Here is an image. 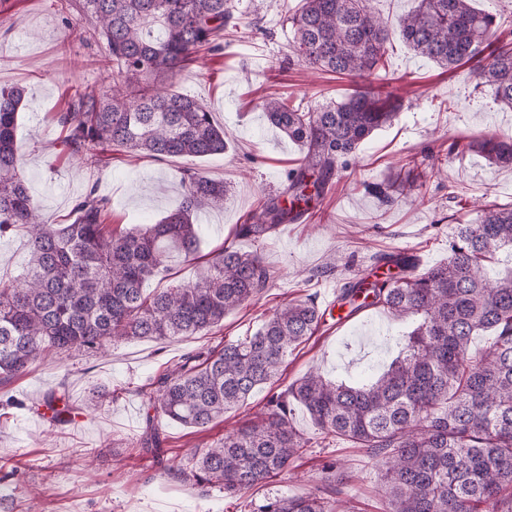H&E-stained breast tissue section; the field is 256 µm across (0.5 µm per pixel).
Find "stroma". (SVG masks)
<instances>
[{
  "label": "stroma",
  "mask_w": 512,
  "mask_h": 512,
  "mask_svg": "<svg viewBox=\"0 0 512 512\" xmlns=\"http://www.w3.org/2000/svg\"><path fill=\"white\" fill-rule=\"evenodd\" d=\"M300 0H233L236 26L227 27L223 49L183 70L175 90L203 101L228 132L224 153L205 158H132L109 153L102 167L87 168L69 156L56 115L75 90L100 89L108 80L96 61L101 45L86 41L78 15L62 16L57 0H0V87L28 89L30 104L19 118L21 175L50 224H68L90 187L112 203V221L129 228L152 224L180 200V177L191 169L223 180L224 207L199 217L203 250L231 245L257 251L271 273L267 287L229 313L216 334L170 341L132 340L106 356L60 355L0 385V466L12 477L0 491V512L21 502L24 512H249L248 502L314 489L324 461L343 462L351 475L343 487L354 512H385L382 471L355 445L324 436L301 405L292 424L311 448L295 472L247 497L184 481L191 449L207 448L252 418L265 401L259 391L245 405L200 431L161 420L162 446L172 469L163 472L137 441L149 412L139 389L187 351L252 335L281 303L314 294L325 302L348 282L366 275L377 256L407 253L420 268L448 255L454 228L472 223L489 202L512 204V167L489 165L457 148V141L485 134L512 136V109L476 87L469 67L448 71L415 55L400 37L386 48L388 76L382 94L404 107L390 127L357 150L312 218L282 225L254 242L235 227L256 208L261 194L282 186V175L300 156L298 146L262 117L261 101L282 95L311 108L347 96L348 79L300 66L289 45L286 17ZM427 159V195L417 203L383 198L375 184L392 183L408 157ZM387 313L370 310L345 326L325 321L320 331L289 356L281 385L311 370L348 382L365 367L381 369L396 354L385 338L398 330ZM68 397L73 422L52 423L48 393Z\"/></svg>",
  "instance_id": "obj_1"
}]
</instances>
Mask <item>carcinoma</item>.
<instances>
[{"label": "carcinoma", "instance_id": "carcinoma-1", "mask_svg": "<svg viewBox=\"0 0 512 512\" xmlns=\"http://www.w3.org/2000/svg\"><path fill=\"white\" fill-rule=\"evenodd\" d=\"M77 8L91 38L105 45L97 60L109 90L77 94L56 117L69 155L96 167L112 148L133 156L203 158L224 153V128L208 106L174 90V76L224 45L232 0H59ZM297 61L352 79L345 100L314 109L282 96L261 103L267 121L295 141L301 155L281 191L261 197L236 236L262 241L297 210L312 211L336 174L376 131L391 125L399 105L372 89L386 45L398 33L415 54L454 70L470 64L476 87L512 107V41L493 42L494 15L472 0H417L390 23L369 0H301L287 17ZM21 85L0 88V236L23 231L29 258L23 272L0 281V384L57 353L96 355L132 339L165 341L206 335L224 315L253 300L270 274L257 252L233 246L198 256L199 214L224 208V182L198 172L183 177L178 206L154 224L117 230L108 198L91 187L70 224H46L19 171L16 131L26 106ZM463 149L495 165H512V139L471 138ZM415 158L398 193L424 199ZM512 253V205H487L473 224L457 226L448 258L417 272L407 254L378 257L395 272H373L338 295L350 313L380 309L411 323L396 336L387 370L349 385L311 371L277 391L288 356L320 330L316 296L276 308L251 336L220 348L198 346L140 388L162 416L205 430L267 387L263 408L210 448L191 451L187 477L238 496L297 467L309 440L292 426L302 405L327 436L345 439L380 463L386 512H512V268L491 274L499 251ZM195 263L188 283L151 291L168 279L171 255ZM491 333L485 350L473 336ZM54 422L72 420L69 402L50 395ZM162 469L164 450L152 428L140 442ZM340 462L321 468L311 492L274 496L251 512H338Z\"/></svg>", "mask_w": 512, "mask_h": 512}]
</instances>
